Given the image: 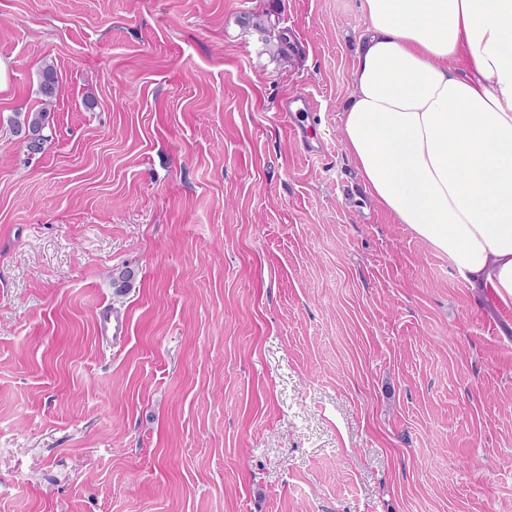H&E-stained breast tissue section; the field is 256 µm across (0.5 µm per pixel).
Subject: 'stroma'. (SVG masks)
I'll return each instance as SVG.
<instances>
[{
    "label": "stroma",
    "instance_id": "stroma-1",
    "mask_svg": "<svg viewBox=\"0 0 512 512\" xmlns=\"http://www.w3.org/2000/svg\"><path fill=\"white\" fill-rule=\"evenodd\" d=\"M368 26L362 0H0V512H512V309L341 140ZM47 63L31 155L10 120ZM39 93L42 96V108L35 112L15 113L11 118L12 133L24 140L30 153H39L44 149L46 136L43 130L50 127L51 112L49 106L58 93V80L56 69L52 64H45L39 74ZM98 332L100 337L113 345L122 344L127 339L128 324L121 316H102L99 320Z\"/></svg>",
    "mask_w": 512,
    "mask_h": 512
}]
</instances>
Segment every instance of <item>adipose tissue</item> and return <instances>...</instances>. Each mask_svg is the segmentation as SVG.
<instances>
[{"label":"adipose tissue","mask_w":512,"mask_h":512,"mask_svg":"<svg viewBox=\"0 0 512 512\" xmlns=\"http://www.w3.org/2000/svg\"><path fill=\"white\" fill-rule=\"evenodd\" d=\"M341 114L370 198L512 307V0H364Z\"/></svg>","instance_id":"adipose-tissue-1"}]
</instances>
